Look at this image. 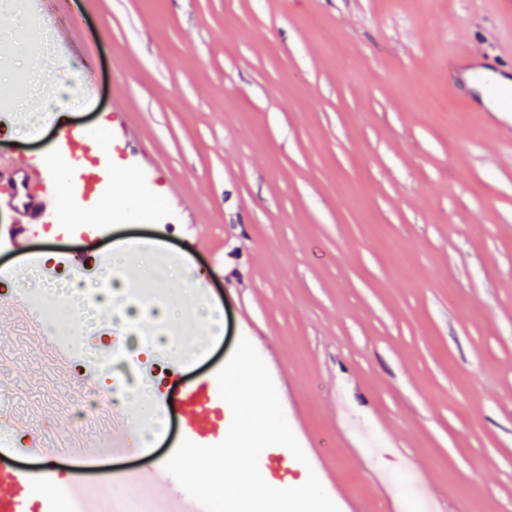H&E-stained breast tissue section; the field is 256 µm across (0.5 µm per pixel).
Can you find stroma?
Listing matches in <instances>:
<instances>
[{
    "instance_id": "1",
    "label": "stroma",
    "mask_w": 512,
    "mask_h": 512,
    "mask_svg": "<svg viewBox=\"0 0 512 512\" xmlns=\"http://www.w3.org/2000/svg\"><path fill=\"white\" fill-rule=\"evenodd\" d=\"M78 17L75 54L94 46L93 95L66 84L37 37L33 0H0V103L15 80L65 90L70 108L30 135L14 109L0 157L57 154L61 129L98 130L99 198L29 228L0 185V292L38 289L32 261L79 255L90 280L117 246L139 293L163 290L198 352L141 351L149 317L113 329L135 363L96 369L155 393L215 378L239 338L280 360L324 466L369 512H512V141L465 111L448 59L501 57L512 22L496 0H56ZM343 46L344 57L334 53ZM222 311L211 334L197 313ZM55 307L88 348L108 333ZM30 312L0 315V402L21 404L29 438L81 419L90 395L52 354L26 345ZM179 420L152 447L97 470H143L172 452Z\"/></svg>"
}]
</instances>
